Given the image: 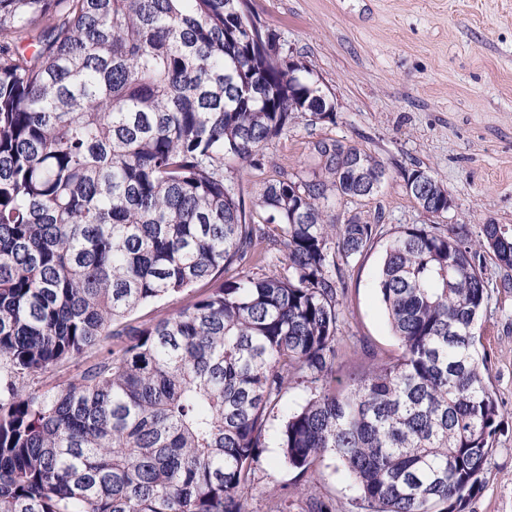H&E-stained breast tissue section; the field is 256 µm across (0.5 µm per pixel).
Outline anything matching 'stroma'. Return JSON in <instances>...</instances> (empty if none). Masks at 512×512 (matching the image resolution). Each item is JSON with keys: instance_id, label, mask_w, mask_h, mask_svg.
Returning a JSON list of instances; mask_svg holds the SVG:
<instances>
[{"instance_id": "obj_1", "label": "stroma", "mask_w": 512, "mask_h": 512, "mask_svg": "<svg viewBox=\"0 0 512 512\" xmlns=\"http://www.w3.org/2000/svg\"><path fill=\"white\" fill-rule=\"evenodd\" d=\"M285 54L307 65L336 108L332 122L297 119L269 142L264 166L224 164L240 194L253 199L282 174L317 168L314 145L362 146L387 169L375 194L336 197V223L352 216L377 227L374 241L343 266L336 386L373 363L393 361L399 345L374 286L386 247L411 224L512 225V0H251ZM430 171L453 200L431 215L406 190L402 169ZM489 294L479 333L500 407L494 452L481 490L460 512H512V268L486 260ZM269 441L248 491L251 512H266L273 487L288 489V512H304L308 493L356 512L354 492L334 460L306 475L280 464Z\"/></svg>"}]
</instances>
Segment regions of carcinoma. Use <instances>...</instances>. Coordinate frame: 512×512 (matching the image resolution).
<instances>
[{"instance_id": "carcinoma-1", "label": "carcinoma", "mask_w": 512, "mask_h": 512, "mask_svg": "<svg viewBox=\"0 0 512 512\" xmlns=\"http://www.w3.org/2000/svg\"><path fill=\"white\" fill-rule=\"evenodd\" d=\"M276 46L249 0H0V512H249L266 423L302 383L282 462L335 459L359 512H448L480 490L500 417L481 263L512 267V226L475 245L464 224L402 230L376 281L400 355L336 389L337 260L376 227L328 209L385 166L319 141L325 175L245 202L224 158L259 168L296 119H336ZM401 175L448 211L428 171ZM264 243L284 273L259 269ZM200 282L177 313L132 319ZM287 501L272 490L267 512Z\"/></svg>"}]
</instances>
